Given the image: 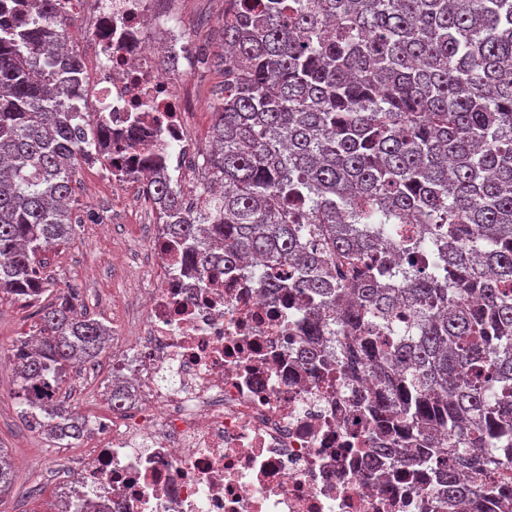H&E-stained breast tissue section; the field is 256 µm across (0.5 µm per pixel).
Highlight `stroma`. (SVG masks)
I'll return each mask as SVG.
<instances>
[{"mask_svg": "<svg viewBox=\"0 0 512 512\" xmlns=\"http://www.w3.org/2000/svg\"><path fill=\"white\" fill-rule=\"evenodd\" d=\"M184 25L201 44L208 59L187 81L195 108L187 127L197 150L187 158L191 180H199L197 167L209 145L210 104L224 82L217 60L221 50L224 0H186ZM97 161H78L72 172L75 231L66 242L45 255L46 272L53 282L45 300L56 294L75 295L77 303L95 319L117 328L134 327L142 311L145 289L153 287L151 272L156 258L150 241L157 214L145 202L139 183L112 184ZM39 320L33 307L13 300L0 301V357L13 354L17 340L35 335ZM112 380V355L84 364L68 376L66 400L87 423L111 416L107 386ZM14 370L0 369V450L14 466L17 482L0 497V512H53L75 477L79 463L90 458L98 445L94 434L64 446L33 431L16 399Z\"/></svg>", "mask_w": 512, "mask_h": 512, "instance_id": "stroma-1", "label": "stroma"}]
</instances>
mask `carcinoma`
I'll list each match as a JSON object with an SVG mask.
<instances>
[{
	"label": "carcinoma",
	"instance_id": "cac0c4a2",
	"mask_svg": "<svg viewBox=\"0 0 512 512\" xmlns=\"http://www.w3.org/2000/svg\"><path fill=\"white\" fill-rule=\"evenodd\" d=\"M65 0H0V295L31 305L68 240L75 162L112 161L82 112ZM224 87L189 206L143 183L184 273L250 259L270 295L306 299L311 360L370 370L384 457L427 467L441 508L512 512V0H224ZM424 225L397 241V225ZM289 264L293 280L280 272ZM15 346L25 419L57 441L86 423L58 398L112 328L73 298L38 306ZM486 452L483 458L474 452Z\"/></svg>",
	"mask_w": 512,
	"mask_h": 512
}]
</instances>
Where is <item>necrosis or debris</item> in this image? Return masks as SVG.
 Segmentation results:
<instances>
[{"mask_svg": "<svg viewBox=\"0 0 512 512\" xmlns=\"http://www.w3.org/2000/svg\"><path fill=\"white\" fill-rule=\"evenodd\" d=\"M97 49L98 111L112 128L113 183L162 162L185 200L191 150L186 79L200 65L180 0H68ZM143 298L138 332L112 351V379L133 400L97 421L102 446L69 486L68 512L97 492L103 512H437V484L400 492L365 483L373 420L360 408L371 372L328 373L307 357L296 297L272 298L248 261L183 274L172 240Z\"/></svg>", "mask_w": 512, "mask_h": 512, "instance_id": "necrosis-or-debris-1", "label": "necrosis or debris"}]
</instances>
